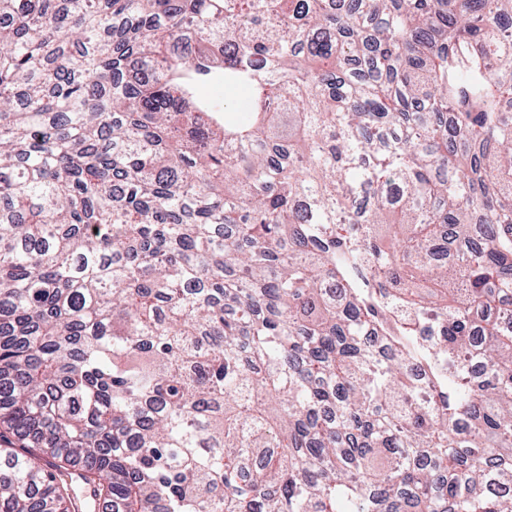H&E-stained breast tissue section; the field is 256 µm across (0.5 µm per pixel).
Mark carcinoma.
<instances>
[{
	"instance_id": "cac0c4a2",
	"label": "carcinoma",
	"mask_w": 512,
	"mask_h": 512,
	"mask_svg": "<svg viewBox=\"0 0 512 512\" xmlns=\"http://www.w3.org/2000/svg\"><path fill=\"white\" fill-rule=\"evenodd\" d=\"M506 23L0 0V512H512Z\"/></svg>"
}]
</instances>
